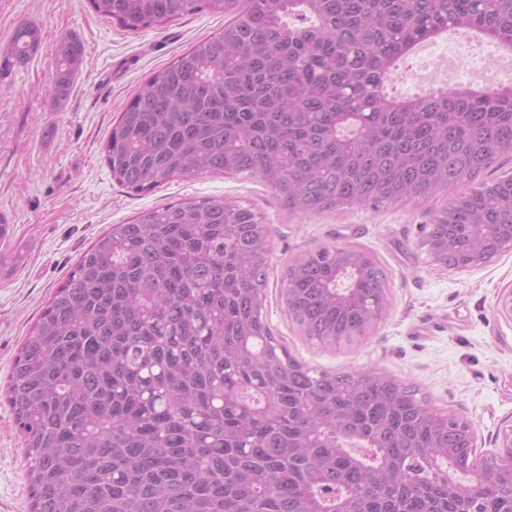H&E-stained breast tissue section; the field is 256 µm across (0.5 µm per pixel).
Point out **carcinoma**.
<instances>
[{"mask_svg":"<svg viewBox=\"0 0 512 512\" xmlns=\"http://www.w3.org/2000/svg\"><path fill=\"white\" fill-rule=\"evenodd\" d=\"M138 31L229 18L153 74L104 161L138 193L204 173L260 178L288 213L378 211L448 192L512 156V85L388 92L394 67L450 30L512 44V0H89ZM15 30L0 70L38 49ZM56 52V95L83 64ZM270 227L189 199L113 224L24 341L7 394L31 512H512V464L470 426L376 370L318 372L262 317ZM425 245L448 268L512 247V177L452 199ZM284 301L324 347L364 340L388 276L360 246L288 262Z\"/></svg>","mask_w":512,"mask_h":512,"instance_id":"cac0c4a2","label":"carcinoma"}]
</instances>
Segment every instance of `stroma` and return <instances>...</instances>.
Masks as SVG:
<instances>
[{
    "label": "stroma",
    "mask_w": 512,
    "mask_h": 512,
    "mask_svg": "<svg viewBox=\"0 0 512 512\" xmlns=\"http://www.w3.org/2000/svg\"><path fill=\"white\" fill-rule=\"evenodd\" d=\"M24 21L39 26V48L0 71V217L32 245L25 266L0 281V512H30L23 441L4 398L23 342L98 236L143 209L187 199L233 202L270 225L262 313L299 361L320 371H383L467 421L482 451L501 447L512 429V319L500 311L512 291V248L465 271L434 263L421 242L433 215L451 201L444 192L378 211L355 207L319 216L288 214L270 187L245 175L202 174L134 193L113 179L103 145L147 79L222 32L223 14L188 13L133 33L99 17L88 0H0V56ZM70 36L82 40L85 60L60 99L55 48ZM321 244L367 247L387 271L388 313L362 343L323 347L288 316L285 268Z\"/></svg>",
    "instance_id": "stroma-1"
}]
</instances>
